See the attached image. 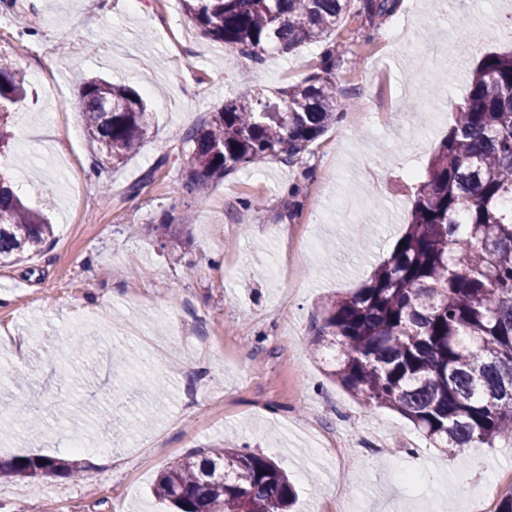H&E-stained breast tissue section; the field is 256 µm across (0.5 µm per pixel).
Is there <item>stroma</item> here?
I'll use <instances>...</instances> for the list:
<instances>
[{
  "label": "stroma",
  "mask_w": 512,
  "mask_h": 512,
  "mask_svg": "<svg viewBox=\"0 0 512 512\" xmlns=\"http://www.w3.org/2000/svg\"><path fill=\"white\" fill-rule=\"evenodd\" d=\"M508 12L503 0H450L433 36L432 0H399L372 27L347 17L335 33L336 88L357 107H341L297 164L236 170L201 199L182 189L183 135L227 97L277 100L315 71L320 46L257 65L200 36L179 0H0V58L30 81L10 115L8 174L54 225L40 254L0 264V365L10 371L0 378V458L102 459L80 481H0V504L170 512L152 494L158 475L229 441L287 471L294 512H331L339 499L347 512H480L489 483L512 472V439L460 456L434 447L398 413L360 405L309 339L326 299L364 284L404 232L467 71L512 47L498 33ZM388 34L444 51L426 67L398 45L381 48ZM92 77L146 93L155 117L139 151L98 176L71 98ZM387 100L384 122L355 121ZM289 224L294 250L276 231ZM74 336L91 344L93 373L75 376L62 402L60 350ZM106 413L120 445L86 435Z\"/></svg>",
  "instance_id": "obj_1"
}]
</instances>
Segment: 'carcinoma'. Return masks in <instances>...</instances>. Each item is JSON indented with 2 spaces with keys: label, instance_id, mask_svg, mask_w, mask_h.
<instances>
[{
  "label": "carcinoma",
  "instance_id": "1",
  "mask_svg": "<svg viewBox=\"0 0 512 512\" xmlns=\"http://www.w3.org/2000/svg\"><path fill=\"white\" fill-rule=\"evenodd\" d=\"M199 34L254 61L306 44L325 46L317 71L281 102L245 94L183 136V181L202 196L239 168L300 154L336 119L338 27L369 23L396 0H181ZM28 93L26 75L0 62V261L43 251L54 235L44 214L14 193L5 173L15 141L8 112ZM455 124L414 184L410 221L363 287L328 300L312 346L333 353L328 375L367 408L408 419L437 448L463 453L512 436V50L477 64L453 104ZM83 123L100 171L116 168L148 137L154 116L132 89L92 79L81 89ZM54 456L0 461V477H81ZM155 497L175 512H288L296 499L272 458L219 445L173 462Z\"/></svg>",
  "mask_w": 512,
  "mask_h": 512
}]
</instances>
